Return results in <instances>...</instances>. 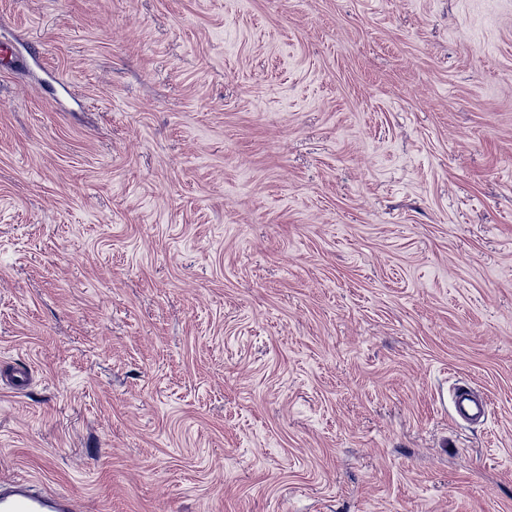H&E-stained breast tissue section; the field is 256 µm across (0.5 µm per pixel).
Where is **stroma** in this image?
<instances>
[{
  "mask_svg": "<svg viewBox=\"0 0 512 512\" xmlns=\"http://www.w3.org/2000/svg\"><path fill=\"white\" fill-rule=\"evenodd\" d=\"M0 42V478L512 512V0H0ZM454 408L459 418L469 422L484 420L488 411L486 402L467 386H462L456 390Z\"/></svg>",
  "mask_w": 512,
  "mask_h": 512,
  "instance_id": "obj_1",
  "label": "stroma"
}]
</instances>
